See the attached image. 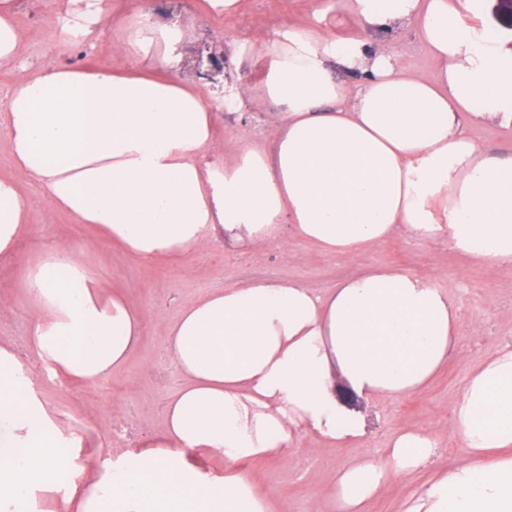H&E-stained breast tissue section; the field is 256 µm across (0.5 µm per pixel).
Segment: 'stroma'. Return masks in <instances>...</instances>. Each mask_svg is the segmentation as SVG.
<instances>
[{"mask_svg":"<svg viewBox=\"0 0 512 512\" xmlns=\"http://www.w3.org/2000/svg\"><path fill=\"white\" fill-rule=\"evenodd\" d=\"M114 5L144 13L150 20L164 18L178 5L186 18L184 45L220 42L230 59L229 73L237 82L255 85L266 60L262 43L290 28H314L327 38L366 40L390 45L403 56L411 72L431 74V62L419 47L415 27L398 26L387 33L362 28L336 0H242L237 12L206 16L199 0H112ZM64 0H22L21 27L35 31L21 56L37 68L73 65L124 69L134 57L118 47L116 27L105 26L100 40L77 45L56 36L57 14ZM276 126L258 130L242 124L237 114L217 108L215 136L225 152H232L251 135L266 141L277 136ZM31 200L28 224L11 260L0 263V344L23 346L32 308L23 286L27 269L47 253L49 246L67 245L88 263L91 276L106 291L125 295L143 313L140 341L128 362L108 376L82 380L65 373L38 377L36 395L52 411L56 423L83 439L81 463L103 466L129 449L131 432H156L162 427L164 401L183 384L182 376L166 356L169 324L185 307L209 291L253 280H294L318 291L375 266L405 269L448 288L460 306L462 334L447 365L426 391L401 400H364L348 386L339 385L338 397L348 407L366 413L370 424L367 451L382 454L388 439L406 428H422L439 440L436 467L447 468L459 458V445L449 427L450 409L458 399L468 371L478 366L496 344L512 343V272L474 264L444 241H416L397 236L360 259L331 257L316 247L294 239L290 229L259 249L228 248L217 244L180 260L143 265L95 226L79 223L53 208L48 196L25 184ZM310 437H300L298 449L288 458H263L247 462L256 477L258 493L271 497L273 512H310L324 499L328 474L342 467L360 449L342 445L325 456L312 454Z\"/></svg>","mask_w":512,"mask_h":512,"instance_id":"obj_1","label":"stroma"}]
</instances>
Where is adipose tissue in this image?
<instances>
[{
	"mask_svg": "<svg viewBox=\"0 0 512 512\" xmlns=\"http://www.w3.org/2000/svg\"><path fill=\"white\" fill-rule=\"evenodd\" d=\"M60 17L74 35L111 14L112 0H76ZM367 29L417 25L435 70L404 72L398 54L361 40L328 41L291 28L266 43L260 87L232 84L229 111L254 95L274 106L270 143L222 154L210 100L181 80V16L123 26L121 48L167 70L54 67L30 72L18 0H0V69L15 78L0 99V133L14 174L0 179V260L27 222L20 183L55 209L100 227L137 262L206 248L219 235L261 248L283 223L331 256L361 258L394 236L444 240L476 262L512 270V155L490 154L470 125H512V48L468 23L451 0H346ZM358 78L350 89L340 74ZM27 351L67 375L95 379L122 366L141 312L105 294L84 260L59 246L33 265ZM460 334L457 299L426 279L375 268L320 293L297 281L258 280L208 293L171 326L167 352L184 383L161 432L140 437L119 473L79 464L66 435L0 345V512L32 490L55 512H269L245 461L285 458L300 435L326 446L365 442V415L337 397L423 392ZM459 462L435 474L395 512H512V344L470 372L452 409ZM437 440L394 434L329 475L313 512H364L393 478L423 471ZM224 459L212 474L194 456ZM66 490H59V482Z\"/></svg>",
	"mask_w": 512,
	"mask_h": 512,
	"instance_id": "1",
	"label": "adipose tissue"
}]
</instances>
